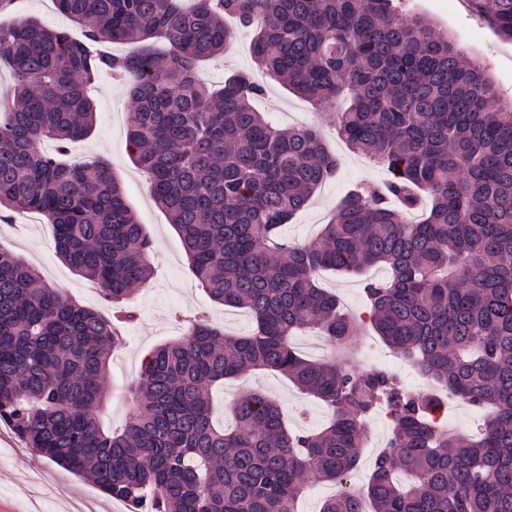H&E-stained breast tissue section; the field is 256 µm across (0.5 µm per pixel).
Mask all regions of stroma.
Masks as SVG:
<instances>
[{
  "label": "stroma",
  "instance_id": "1",
  "mask_svg": "<svg viewBox=\"0 0 512 512\" xmlns=\"http://www.w3.org/2000/svg\"><path fill=\"white\" fill-rule=\"evenodd\" d=\"M409 12L426 15L441 31L456 40L471 60L481 63L505 99L512 100V43L501 39L487 25L470 14L464 0H408ZM252 35L240 32L226 49L222 61L203 62L201 79L212 85L223 84L234 70L248 69ZM264 93L255 106L271 113L283 128L317 124L328 146L338 155L341 166L335 179L327 182L305 208L287 225L289 239L303 243L313 240L327 223L336 204L351 184L378 183L384 170L368 159L351 152L336 134L334 110L315 109L312 103L291 92L264 74H257ZM96 129L87 139L71 147L73 159L103 157L112 164L139 223L152 238L153 279L137 290L136 318L125 332L126 341L110 363L109 398L100 417L105 426L117 427L129 421L135 405L128 392L140 378L141 359L154 346L177 336L179 316L206 315L225 330L243 333L251 329L250 316L242 310L214 303L203 291L189 269L181 239L166 213L152 201L143 174L126 152V129L132 119L133 105L124 82L101 76L94 89ZM0 243L6 244L23 261L32 265L45 282L62 289L69 298L89 307H101L98 285L75 275L58 257L53 227L34 214L18 216L16 224L0 223ZM361 366H386L397 371L411 391L428 387V379L408 363L396 358L371 332H362L357 347ZM258 390L279 400L293 428L314 429L323 424L326 414L319 402L299 393L288 379L275 373L252 372L226 380L213 392L217 422L230 420L228 407L241 392ZM20 439L0 423V512H76L78 500L85 496L97 502V512H114L115 501L107 499L92 483L83 481L65 468L48 462L30 449L20 447Z\"/></svg>",
  "mask_w": 512,
  "mask_h": 512
}]
</instances>
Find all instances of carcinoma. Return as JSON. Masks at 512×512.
I'll list each match as a JSON object with an SVG mask.
<instances>
[{
	"label": "carcinoma",
	"instance_id": "carcinoma-1",
	"mask_svg": "<svg viewBox=\"0 0 512 512\" xmlns=\"http://www.w3.org/2000/svg\"><path fill=\"white\" fill-rule=\"evenodd\" d=\"M54 2L80 36L17 19L0 0V63L14 80L0 97V215L44 216L59 257L112 312L64 296L0 245V422L135 512H298L309 479L341 484L358 469L364 424L384 408L391 431L363 483L320 512H512V104L485 67L428 19L404 16L402 0ZM468 2L512 42V0ZM227 16L255 28V64L289 90L323 107L347 99L338 136L388 172L349 191L313 242L282 228L339 160L318 127L279 128L257 111L250 71L219 89L198 79L196 63L233 39ZM109 42L139 48L118 56ZM103 73L128 78L126 149L192 273L253 319L242 335L187 320L144 355L136 412L112 431L98 419L109 364L153 267L110 162L65 159L93 131L88 88ZM424 200L425 217L407 223ZM376 265L390 275L364 287L371 327L435 390L411 392L344 355L356 321L320 273ZM302 329L336 358L299 355ZM263 370L321 401L328 423L292 429L275 399L250 392L234 402V428L216 426L212 387ZM446 393L489 411L479 434L443 424Z\"/></svg>",
	"mask_w": 512,
	"mask_h": 512
}]
</instances>
